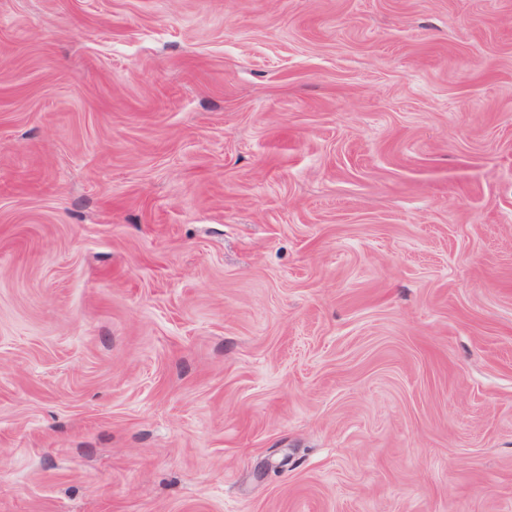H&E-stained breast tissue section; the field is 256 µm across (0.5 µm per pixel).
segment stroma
I'll return each instance as SVG.
<instances>
[{
  "label": "stroma",
  "instance_id": "1",
  "mask_svg": "<svg viewBox=\"0 0 512 512\" xmlns=\"http://www.w3.org/2000/svg\"><path fill=\"white\" fill-rule=\"evenodd\" d=\"M0 512H512V0H0Z\"/></svg>",
  "mask_w": 512,
  "mask_h": 512
}]
</instances>
